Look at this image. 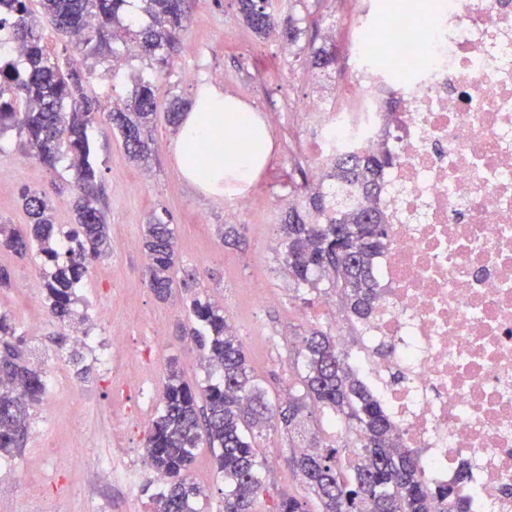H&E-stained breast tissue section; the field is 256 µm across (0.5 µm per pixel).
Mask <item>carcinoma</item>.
I'll return each instance as SVG.
<instances>
[{
	"instance_id": "carcinoma-1",
	"label": "carcinoma",
	"mask_w": 512,
	"mask_h": 512,
	"mask_svg": "<svg viewBox=\"0 0 512 512\" xmlns=\"http://www.w3.org/2000/svg\"><path fill=\"white\" fill-rule=\"evenodd\" d=\"M29 0H0L3 23L13 41L25 49L17 66H0V134L15 130L25 137L28 155L55 170L68 160L76 172L73 202L76 227L64 231L53 222L52 200L44 190L23 192L27 215L23 231L0 221V249L20 257L34 254L45 271V290L52 318H75L76 288L91 264L110 246L109 224L98 206L99 171L92 160L88 128L96 120V98L90 95L91 68L74 62L64 70L44 43L40 21ZM152 22L131 23L129 0H40L43 15L66 36L81 34L75 49L116 61L121 49L110 45L108 26L132 35L140 57L164 69L187 28V0H142ZM269 0H238L246 25L266 38L278 33ZM135 90L124 107L108 113L125 153L142 158L148 151L145 130L157 111L154 76L133 75ZM387 156L364 154L333 164L334 191L307 193L305 211L293 207L283 225L288 271L296 290L316 288L325 276L344 302L352 324L373 311L371 259L386 244L388 229L380 213L361 206V199L379 189L378 174ZM144 251L149 274L147 287L159 298L171 293L176 263L172 225L160 220L145 225ZM197 327L191 339L210 370L204 386L182 378L176 362L169 363L167 383L145 440L147 464L167 477L153 495V512H197L202 494L191 477L201 446L210 448L224 476V512H258L266 490L267 461L251 435L260 418L278 420L298 438L299 450L288 467L315 495L311 500L280 493L268 512H462L450 500V490L426 487L412 452L397 443L393 425L375 396L356 376L348 354L333 337L314 331L300 339L297 357L298 388L283 406L267 402L264 385L251 374L242 344L229 331L224 309L198 295L189 303ZM10 318L0 313V453L23 446L30 410L41 403L46 386L41 374L23 361ZM335 421L343 436L321 443L308 424L309 407ZM349 448L358 449L352 468L344 463Z\"/></svg>"
}]
</instances>
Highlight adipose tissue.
Instances as JSON below:
<instances>
[{
  "label": "adipose tissue",
  "mask_w": 512,
  "mask_h": 512,
  "mask_svg": "<svg viewBox=\"0 0 512 512\" xmlns=\"http://www.w3.org/2000/svg\"><path fill=\"white\" fill-rule=\"evenodd\" d=\"M172 149L180 177L216 195L228 183L252 185L274 145L258 112L223 87L206 84L184 114Z\"/></svg>",
  "instance_id": "obj_1"
}]
</instances>
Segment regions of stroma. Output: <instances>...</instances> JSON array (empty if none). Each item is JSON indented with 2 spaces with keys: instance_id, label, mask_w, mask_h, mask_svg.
I'll return each mask as SVG.
<instances>
[{
  "instance_id": "1",
  "label": "stroma",
  "mask_w": 512,
  "mask_h": 512,
  "mask_svg": "<svg viewBox=\"0 0 512 512\" xmlns=\"http://www.w3.org/2000/svg\"><path fill=\"white\" fill-rule=\"evenodd\" d=\"M280 26L300 29L295 54L278 63L280 38H261L246 26L237 0H188L189 23L170 70L157 84L158 111L150 127L152 152L148 159L134 161L104 115L131 96L132 76L143 68L130 60L120 76H112L106 60L88 58L96 73L93 92L99 98L100 119L89 130L93 159L100 172V204L111 226V252L80 284L75 305L77 318L58 323L50 319L45 304L43 274L35 259H19L0 251V265L10 269L13 285L0 289V311L10 313L40 368L47 397L55 401L54 413L44 417L34 408L30 424L39 436H28L23 448L9 461L20 475L18 488L0 490V512H32L28 490L39 492L52 512H152L149 478L133 489L100 484L87 463L90 454L112 456L122 452L146 469L145 438L164 389L166 367L177 361L191 385L206 383L208 371L195 345L183 338L190 327L186 303L190 293L210 299L224 309L232 333L242 342L250 366L264 381L273 403L285 402L294 391L296 370L294 346L289 339L314 330L334 333L335 328L321 308V299L331 293L328 279L316 290L301 295L295 290L284 261V237L280 226L288 210L297 205L296 193L316 158L320 130L303 119L299 106L309 95L322 90L336 73L335 67L315 66L317 54H339V43L327 40L326 24L336 13L347 10V0H271ZM278 67L275 80L264 74ZM193 81H185V71ZM222 75L225 89L260 112L274 145V160L255 184L249 211L235 223L224 220L230 201L206 195L183 181L170 150L176 127L167 121L172 99L190 109L198 88ZM66 166L50 170L28 157L16 133L0 135V220L24 227L22 192L47 188L72 179ZM170 216L176 236L175 285L170 296L159 299L147 287L146 259L142 238L146 224ZM262 282L273 300L257 303L250 286ZM107 308L99 319L98 308ZM38 335H31L32 323ZM96 336L111 346L120 338L128 354L142 359L151 370V401H144L135 384L114 378L92 349L80 347L72 338L79 331ZM132 410L139 422L125 438L114 439L113 410ZM257 441L267 458L266 485L258 508L266 512L270 496L279 491L305 494L306 489L288 467L291 439L284 428L261 424ZM60 459L62 482L71 493L56 498L54 485L44 483L40 472L28 470L35 453ZM192 477L203 493L196 500L197 512H220L224 478L209 449H200Z\"/></svg>"
}]
</instances>
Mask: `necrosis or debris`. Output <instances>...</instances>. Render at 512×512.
<instances>
[{
    "instance_id": "1",
    "label": "necrosis or debris",
    "mask_w": 512,
    "mask_h": 512,
    "mask_svg": "<svg viewBox=\"0 0 512 512\" xmlns=\"http://www.w3.org/2000/svg\"><path fill=\"white\" fill-rule=\"evenodd\" d=\"M352 5L344 74L300 105L322 124L313 178L390 158L366 201L389 242L351 363L429 487L512 512V0Z\"/></svg>"
}]
</instances>
